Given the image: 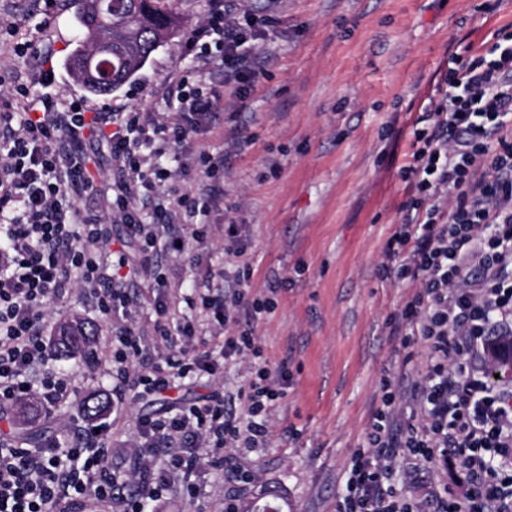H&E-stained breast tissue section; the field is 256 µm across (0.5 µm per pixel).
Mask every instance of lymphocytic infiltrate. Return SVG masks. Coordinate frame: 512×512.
I'll return each instance as SVG.
<instances>
[{
  "label": "lymphocytic infiltrate",
  "instance_id": "obj_1",
  "mask_svg": "<svg viewBox=\"0 0 512 512\" xmlns=\"http://www.w3.org/2000/svg\"><path fill=\"white\" fill-rule=\"evenodd\" d=\"M259 25L227 0H208L187 42L196 66L170 84L177 110L166 120L94 113L81 100L33 102L21 85L0 96V409L30 399L49 414L70 400L74 374L57 368L42 333L48 310L76 292L110 325L88 370L111 376L113 404L130 394L165 396L186 378L219 382L225 362H249L239 410L215 393L138 417L126 471L111 464L107 431L92 426L35 448L0 434V512H147L177 478L194 497L195 471L223 467L224 450L270 445L269 418L288 372L264 358L256 325L284 281L254 291L250 243L239 225H225L223 269L207 270L178 298L200 306L203 319L173 322L176 298L153 261L161 243L181 257L210 243L208 217L224 203L223 157L195 158L206 183L198 193L157 160L222 106L203 87L213 59L237 83V100L259 83ZM492 38L484 55L458 42L412 130L399 171L410 197L379 272L410 287L389 324L402 348L420 341L428 355L424 369L386 392L340 512H512V381L497 377L486 355L490 337L512 335V32L503 27ZM90 142L118 173L103 188L89 169ZM82 193L102 195L105 212L76 205ZM140 282L156 315L149 326L132 314L129 288ZM211 335L222 336L220 352L209 348ZM400 398L419 408L412 421H400ZM400 455L420 463L459 457L465 496L402 497L388 482Z\"/></svg>",
  "mask_w": 512,
  "mask_h": 512
}]
</instances>
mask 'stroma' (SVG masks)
<instances>
[{
    "label": "stroma",
    "instance_id": "1",
    "mask_svg": "<svg viewBox=\"0 0 512 512\" xmlns=\"http://www.w3.org/2000/svg\"><path fill=\"white\" fill-rule=\"evenodd\" d=\"M483 0H230L235 12L268 19L258 40L266 74L229 121L217 113L209 131L170 152L165 163L180 170L186 157H224V207L209 216L213 244L181 262L159 254L172 288L190 284L224 265V226L246 225L253 245V286L291 279L273 312L256 327L265 356L285 366L290 383L271 418L266 448H233L235 463L254 472L251 483L228 484L202 467L197 494L163 490L154 512H221L224 494L240 503L279 491L288 512H338L347 471L381 404L384 382H398L405 355L424 365L427 349L404 352L387 320L410 293L377 275L385 248L400 222L408 194L398 170L410 151L411 131L444 69L455 41L481 44L490 32L512 26V0L493 13ZM180 27L127 83L107 95L87 91L68 63L79 34L72 0H0V67L32 95L62 102L85 100L114 111L172 116L169 83L189 73L188 38L201 24L207 0H164ZM31 43L25 54L18 43ZM47 57L56 81L39 82ZM252 142L228 146L232 124ZM76 375L68 405L39 424L77 431L90 393H105L107 375L83 378L84 357L63 361ZM142 401H128L112 427V464L132 467L127 441ZM397 457L390 481L408 498H425L429 486L461 494L466 473L456 458L423 464L410 475Z\"/></svg>",
    "mask_w": 512,
    "mask_h": 512
}]
</instances>
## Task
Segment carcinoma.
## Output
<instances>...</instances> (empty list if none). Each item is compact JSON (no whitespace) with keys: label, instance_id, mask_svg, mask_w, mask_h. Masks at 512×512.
Instances as JSON below:
<instances>
[{"label":"carcinoma","instance_id":"1","mask_svg":"<svg viewBox=\"0 0 512 512\" xmlns=\"http://www.w3.org/2000/svg\"><path fill=\"white\" fill-rule=\"evenodd\" d=\"M77 19L81 35L69 67L94 94L97 89L75 67L77 59L91 58L105 44H112V77L108 83L114 91L136 75L178 28L177 17L161 6V0H78ZM54 338L62 355L90 352V336L80 322L60 325Z\"/></svg>","mask_w":512,"mask_h":512}]
</instances>
